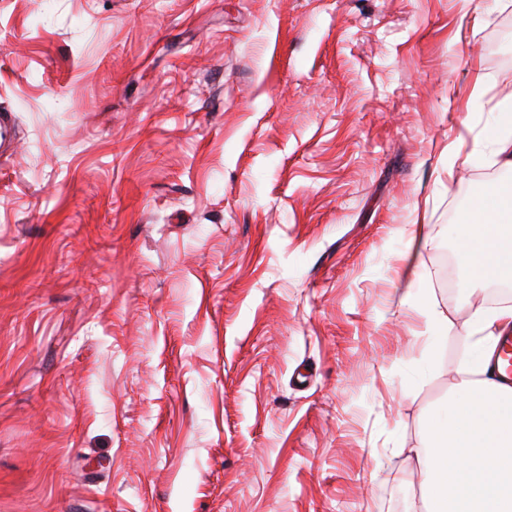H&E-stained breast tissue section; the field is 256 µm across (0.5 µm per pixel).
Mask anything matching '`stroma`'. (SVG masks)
Here are the masks:
<instances>
[{
	"label": "stroma",
	"instance_id": "35a3bbf8",
	"mask_svg": "<svg viewBox=\"0 0 512 512\" xmlns=\"http://www.w3.org/2000/svg\"><path fill=\"white\" fill-rule=\"evenodd\" d=\"M475 3L0 0V512H409L512 185ZM496 148L488 159L493 164H500L511 171L512 169V122L510 119L502 123L495 135ZM456 225L455 240L469 277L512 282V198L488 186ZM438 240L437 234H432L431 231L425 233L424 230L420 232H411V237L409 239V258H410V266L414 267L418 260V257L421 255L422 251H426L428 249H432Z\"/></svg>",
	"mask_w": 512,
	"mask_h": 512
}]
</instances>
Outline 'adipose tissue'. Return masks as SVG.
Returning <instances> with one entry per match:
<instances>
[{
  "label": "adipose tissue",
  "instance_id": "obj_1",
  "mask_svg": "<svg viewBox=\"0 0 512 512\" xmlns=\"http://www.w3.org/2000/svg\"><path fill=\"white\" fill-rule=\"evenodd\" d=\"M455 240L471 279L512 282V196L488 186L464 212ZM512 325V307L476 305L464 339L470 351L455 368L446 411L424 421L410 458L424 491L411 512H512V468L489 470L469 460L512 453V387L494 375L495 327Z\"/></svg>",
  "mask_w": 512,
  "mask_h": 512
}]
</instances>
